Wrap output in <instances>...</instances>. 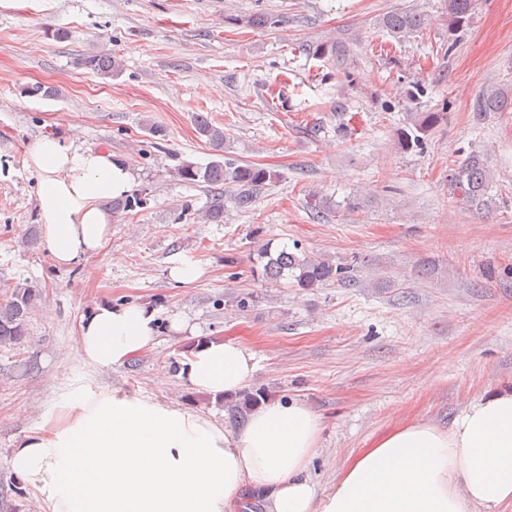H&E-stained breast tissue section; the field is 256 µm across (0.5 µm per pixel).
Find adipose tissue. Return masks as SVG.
I'll return each mask as SVG.
<instances>
[{
    "mask_svg": "<svg viewBox=\"0 0 512 512\" xmlns=\"http://www.w3.org/2000/svg\"><path fill=\"white\" fill-rule=\"evenodd\" d=\"M42 244L70 268L96 256L112 235L113 200L135 182L132 165L57 135L30 147ZM156 312L99 303L74 347L103 369L156 343ZM257 369L242 344L196 342L179 374L215 398L245 389ZM322 422L295 400H267L232 429L142 394L77 387L10 452L12 473L45 512H503L512 506V391L469 403L449 426L396 427L350 455L328 488L308 472Z\"/></svg>",
    "mask_w": 512,
    "mask_h": 512,
    "instance_id": "ef3b65f1",
    "label": "adipose tissue"
}]
</instances>
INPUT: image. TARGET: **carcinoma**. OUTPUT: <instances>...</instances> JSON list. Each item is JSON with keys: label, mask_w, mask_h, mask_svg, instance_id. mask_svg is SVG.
Masks as SVG:
<instances>
[{"label": "carcinoma", "mask_w": 512, "mask_h": 512, "mask_svg": "<svg viewBox=\"0 0 512 512\" xmlns=\"http://www.w3.org/2000/svg\"><path fill=\"white\" fill-rule=\"evenodd\" d=\"M474 0H448V28L452 32L462 29L468 22L473 11ZM424 23L422 15L412 11H397L388 14L383 25L394 36L406 37L416 32ZM80 65L96 74L108 78L118 71V65L112 56L90 54L80 60ZM480 109L485 112H505L512 110V97L502 93H490L483 97ZM438 112H427L415 115L411 128L400 132L399 144L405 149L422 148L424 139L440 120ZM196 131L215 149L224 147V131L214 126L207 118L199 115L195 118ZM175 177L187 184L199 182L210 186L230 184L236 188L232 197L234 205L245 208L253 201V193L258 188L276 179L277 174L256 164H238L232 160L212 161L201 167L193 163H185L175 169ZM457 199L468 209L478 213H486L492 206L490 194L493 174L484 154L478 150L470 151L465 158L451 170L448 179ZM147 204L143 191L137 190L123 199L112 203V211H132ZM226 212L224 195H215L203 212V219L209 224L224 223ZM355 265L334 263L321 256L300 257L285 249L272 253L269 244L257 250L256 262L252 276L267 282H278L290 279L295 288L310 290L330 284H346L354 280ZM39 297L35 286L28 283H17L13 286L9 297L0 303V347L17 346L27 336V325L30 311ZM267 398L265 390L258 388L246 390L241 397L230 406L234 414H242Z\"/></svg>", "instance_id": "obj_1"}]
</instances>
